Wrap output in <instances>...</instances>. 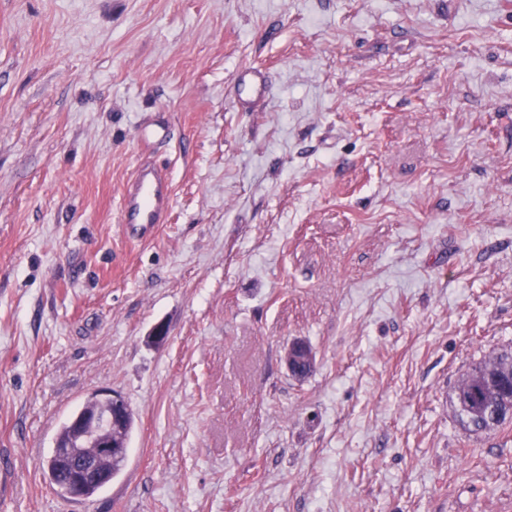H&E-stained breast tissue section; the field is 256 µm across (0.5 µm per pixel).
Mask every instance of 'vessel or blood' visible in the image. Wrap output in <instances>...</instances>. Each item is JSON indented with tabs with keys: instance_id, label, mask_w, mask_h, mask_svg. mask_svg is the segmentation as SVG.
<instances>
[{
	"instance_id": "b4317fda",
	"label": "vessel or blood",
	"mask_w": 512,
	"mask_h": 512,
	"mask_svg": "<svg viewBox=\"0 0 512 512\" xmlns=\"http://www.w3.org/2000/svg\"><path fill=\"white\" fill-rule=\"evenodd\" d=\"M233 82L242 105H250L267 95L268 78L259 69H241ZM172 204V180L168 168L147 159L140 160L121 187L120 222L131 237H146L156 225L166 222Z\"/></svg>"
}]
</instances>
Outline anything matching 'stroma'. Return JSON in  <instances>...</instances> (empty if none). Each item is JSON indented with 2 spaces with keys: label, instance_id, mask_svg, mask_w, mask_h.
<instances>
[{
  "label": "stroma",
  "instance_id": "1",
  "mask_svg": "<svg viewBox=\"0 0 512 512\" xmlns=\"http://www.w3.org/2000/svg\"><path fill=\"white\" fill-rule=\"evenodd\" d=\"M146 153L174 203L133 240ZM510 347L512 0H0V512H503L512 433L449 397ZM100 390L124 468L59 496ZM234 87L242 105L247 107L257 99L265 98L268 92V78L256 68L239 70L234 78ZM101 397L103 407H109V409L103 414H96L90 419L92 429L96 431L94 437L98 438V434L105 429H109L112 425L121 423V416L114 410L121 404L123 405V417L124 422L122 428L115 433L112 440L115 442L118 448H115L116 452H112L111 445L109 443L100 442V448H96V444L88 442L87 447L77 448L82 454H94L99 458V464L102 470L105 471V476L100 480L87 481L83 486L82 484L86 479L91 476H97L100 474L98 461L91 456H83L79 461L75 469L70 476V483L75 491L80 490L79 497L91 498L101 492L114 478H116L123 470L127 455L120 458L118 455L119 451H128V444L134 429V415L128 403L116 394L107 392H98ZM99 406V402L94 399V396L90 397L78 408H76L66 421L61 425L57 437L55 440L56 451L53 448L51 455L48 457L46 464V475L50 484L57 490L62 496H72L71 486L66 476V470L68 466V457L66 454L61 453V449H66L68 445H74L76 441V433L82 422L85 420L86 415L93 412L95 408ZM101 424L104 426L101 427ZM106 479V480H105Z\"/></svg>",
  "mask_w": 512,
  "mask_h": 512
}]
</instances>
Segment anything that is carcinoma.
<instances>
[{
    "label": "carcinoma",
    "mask_w": 512,
    "mask_h": 512,
    "mask_svg": "<svg viewBox=\"0 0 512 512\" xmlns=\"http://www.w3.org/2000/svg\"><path fill=\"white\" fill-rule=\"evenodd\" d=\"M512 368V350L493 352L475 363L462 377L453 390L452 403L463 429L469 433H488L501 431L512 424V385L499 390L493 384L494 375ZM123 405L124 422L115 433L113 441L117 448H98L92 443L80 449L84 455L94 454L105 471L104 478L86 482L80 496L91 498L101 492L123 470L126 458L118 455L128 450V444L134 429V415L126 401ZM99 402L87 399L76 408L61 425L55 440L56 450L52 451L46 464V475L50 484L62 496L71 495V486L66 476L68 457L62 449L75 444L76 433L86 415L93 412Z\"/></svg>",
    "instance_id": "carcinoma-1"
}]
</instances>
